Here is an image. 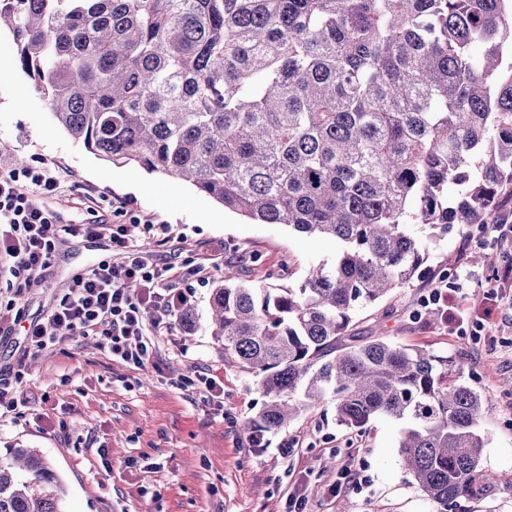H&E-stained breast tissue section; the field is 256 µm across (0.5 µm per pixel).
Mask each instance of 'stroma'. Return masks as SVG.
<instances>
[{
  "instance_id": "1",
  "label": "stroma",
  "mask_w": 512,
  "mask_h": 512,
  "mask_svg": "<svg viewBox=\"0 0 512 512\" xmlns=\"http://www.w3.org/2000/svg\"><path fill=\"white\" fill-rule=\"evenodd\" d=\"M22 71L9 31L0 30V158L48 166L60 186L43 205L66 224H85L126 203L130 243L151 263L174 268L173 285L187 299L192 326L172 316L158 356L139 370L121 366L92 336L67 337L28 358L16 391L0 396L13 411L0 416V459L15 444L40 449L66 489L65 512H288L292 497L305 512H435L402 465L401 425L378 417L359 432L338 424L333 402L303 413L262 445L247 426L263 396L258 378L224 359L212 334L209 301L234 265L251 286L298 287L310 266L334 264L336 245L282 224H254L224 210L190 185L127 165L116 166L75 142ZM29 87L20 96V87ZM109 238L61 235L53 266L38 286L6 288L21 320L0 337V369L14 364L24 328L41 319L75 276L100 261L119 259ZM512 254L481 227L457 224L430 247L419 279L360 309L343 344L370 336L425 350L460 364L463 381L483 398L486 437L481 463L493 476L492 497L468 503L469 512H512V287L495 275ZM207 268L200 279L198 268ZM470 270L467 303L482 314L479 331L462 332L452 315L421 316L424 296L439 282ZM497 289L495 300L484 294ZM209 370L224 383V401L204 398L191 384ZM108 455H101V448ZM357 475L350 485L346 472Z\"/></svg>"
}]
</instances>
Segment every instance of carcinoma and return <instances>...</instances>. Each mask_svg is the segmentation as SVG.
Wrapping results in <instances>:
<instances>
[{
    "mask_svg": "<svg viewBox=\"0 0 512 512\" xmlns=\"http://www.w3.org/2000/svg\"><path fill=\"white\" fill-rule=\"evenodd\" d=\"M0 21L90 152L339 245L297 288L229 268L213 290L224 359L265 397L251 435L330 395L350 430L403 423L404 467L436 512L494 494L483 399L454 360L336 340L451 225L512 215V0H0ZM62 495L39 449L0 461V512H65Z\"/></svg>",
    "mask_w": 512,
    "mask_h": 512,
    "instance_id": "carcinoma-1",
    "label": "carcinoma"
}]
</instances>
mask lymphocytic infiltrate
Segmentation results:
<instances>
[{"label": "lymphocytic infiltrate", "mask_w": 512, "mask_h": 512, "mask_svg": "<svg viewBox=\"0 0 512 512\" xmlns=\"http://www.w3.org/2000/svg\"><path fill=\"white\" fill-rule=\"evenodd\" d=\"M42 194L56 191L58 182L41 166H0V267L9 273L7 288H22L53 264L60 233L96 237L109 235L123 249L117 262L102 261L74 278L58 303L42 319L30 323L23 354L8 370H0V393L21 380L27 357L54 349L58 331L100 338L113 360L133 367L151 362L159 337L170 330L169 318L186 304L174 291L167 266L148 263L128 250L122 225L101 218L92 224L60 225L58 216L26 193L27 185Z\"/></svg>", "instance_id": "1"}]
</instances>
